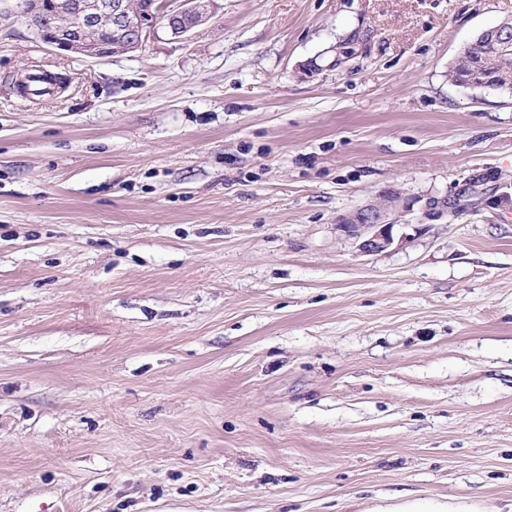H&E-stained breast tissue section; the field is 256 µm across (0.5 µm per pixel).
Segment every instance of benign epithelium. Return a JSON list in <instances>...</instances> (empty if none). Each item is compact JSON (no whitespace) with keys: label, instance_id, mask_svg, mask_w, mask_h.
Listing matches in <instances>:
<instances>
[{"label":"benign epithelium","instance_id":"1","mask_svg":"<svg viewBox=\"0 0 512 512\" xmlns=\"http://www.w3.org/2000/svg\"><path fill=\"white\" fill-rule=\"evenodd\" d=\"M217 0H19L16 8L43 43L58 50L103 59L141 49L164 34L183 38L205 22ZM397 189L383 200L339 219L337 229L358 242L366 255H378L394 243L395 214L408 208Z\"/></svg>","mask_w":512,"mask_h":512}]
</instances>
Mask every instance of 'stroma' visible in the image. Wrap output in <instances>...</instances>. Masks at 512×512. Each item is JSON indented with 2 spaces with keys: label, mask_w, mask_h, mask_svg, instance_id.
Here are the masks:
<instances>
[{
  "label": "stroma",
  "mask_w": 512,
  "mask_h": 512,
  "mask_svg": "<svg viewBox=\"0 0 512 512\" xmlns=\"http://www.w3.org/2000/svg\"><path fill=\"white\" fill-rule=\"evenodd\" d=\"M223 4L100 60L0 20V512H512V94L448 80L512 0ZM383 198V200H382ZM408 198L398 189L386 191L377 203L367 205L343 216L336 224L345 236L359 242V250L366 255H378L394 243L392 229L396 213L408 208Z\"/></svg>",
  "instance_id": "35a3bbf8"
}]
</instances>
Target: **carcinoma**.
<instances>
[{"mask_svg":"<svg viewBox=\"0 0 512 512\" xmlns=\"http://www.w3.org/2000/svg\"><path fill=\"white\" fill-rule=\"evenodd\" d=\"M512 78V52L502 54L483 39L465 57H458L448 68V81L464 88H491Z\"/></svg>","mask_w":512,"mask_h":512,"instance_id":"cac0c4a2","label":"carcinoma"}]
</instances>
